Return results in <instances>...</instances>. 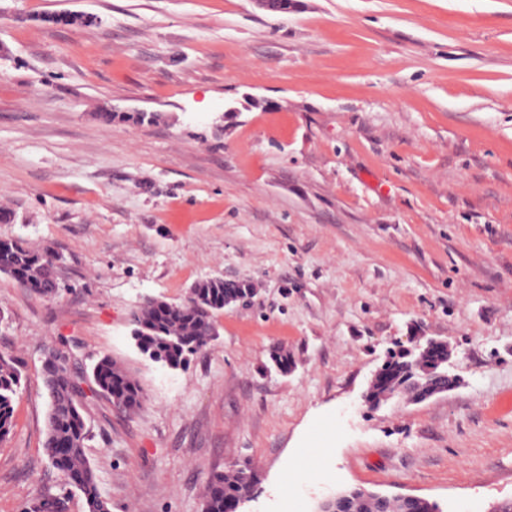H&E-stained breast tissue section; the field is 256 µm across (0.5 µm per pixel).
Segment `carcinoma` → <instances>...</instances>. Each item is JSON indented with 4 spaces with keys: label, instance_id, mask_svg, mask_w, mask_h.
I'll use <instances>...</instances> for the list:
<instances>
[{
    "label": "carcinoma",
    "instance_id": "obj_1",
    "mask_svg": "<svg viewBox=\"0 0 512 512\" xmlns=\"http://www.w3.org/2000/svg\"><path fill=\"white\" fill-rule=\"evenodd\" d=\"M0 273L15 279L36 295L54 299L61 285L57 276L56 254L30 248L17 240H0ZM248 285L222 277L201 280L190 288L181 303L148 302L133 313L134 339L147 359L170 369L184 368L190 356L218 335L215 315L224 311ZM447 350L414 349L382 365L370 386L367 401L377 408L387 399L407 396L422 402L453 387L445 364L439 362ZM74 369L62 351L49 354L43 370V388L48 403L44 448L51 465L60 472L68 488L79 490L86 512H110L101 496L96 475L85 453L89 430L83 405L88 393L107 398L119 411L132 414L145 400L140 384L122 366L104 355L92 366V386ZM21 385V374L14 358L0 353V442L10 434L13 402ZM254 471L247 465H232L213 474L205 484L201 512H235L244 493L252 488ZM327 508L340 512H437L427 500L400 502L365 496H350L344 503L331 500ZM32 512H65V499L43 496Z\"/></svg>",
    "mask_w": 512,
    "mask_h": 512
}]
</instances>
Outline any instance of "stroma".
<instances>
[{"instance_id": "obj_1", "label": "stroma", "mask_w": 512, "mask_h": 512, "mask_svg": "<svg viewBox=\"0 0 512 512\" xmlns=\"http://www.w3.org/2000/svg\"><path fill=\"white\" fill-rule=\"evenodd\" d=\"M0 239L59 254L63 287L0 274L22 374L0 512H85L43 448L49 348L144 390L133 415L86 400L111 512H200L234 464L258 478L238 512L353 488L512 501V0H0ZM213 276L250 286L218 336L183 370L141 355L133 313ZM427 338L457 387L369 407L386 358Z\"/></svg>"}]
</instances>
